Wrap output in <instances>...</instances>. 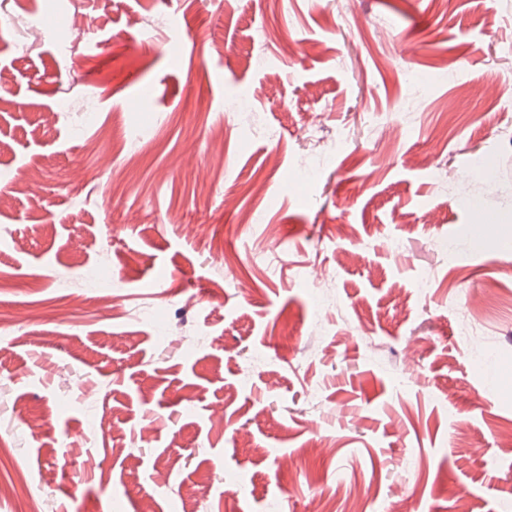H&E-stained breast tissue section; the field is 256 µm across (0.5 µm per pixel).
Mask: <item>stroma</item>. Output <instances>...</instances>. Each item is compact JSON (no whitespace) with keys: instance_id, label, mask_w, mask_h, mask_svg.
I'll list each match as a JSON object with an SVG mask.
<instances>
[{"instance_id":"stroma-1","label":"stroma","mask_w":512,"mask_h":512,"mask_svg":"<svg viewBox=\"0 0 512 512\" xmlns=\"http://www.w3.org/2000/svg\"><path fill=\"white\" fill-rule=\"evenodd\" d=\"M15 10L46 22L22 57L0 14V441L29 495L51 512H348L349 488L364 512L512 503V0ZM59 19L80 32L65 49ZM312 120L340 152L310 149ZM20 172L31 192L9 190ZM57 300L67 322L31 315Z\"/></svg>"}]
</instances>
